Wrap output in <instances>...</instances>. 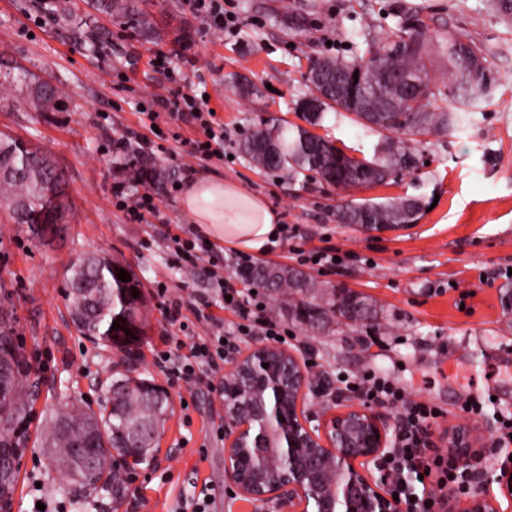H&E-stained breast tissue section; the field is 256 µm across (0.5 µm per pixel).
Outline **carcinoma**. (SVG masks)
<instances>
[{
    "label": "carcinoma",
    "instance_id": "1",
    "mask_svg": "<svg viewBox=\"0 0 512 512\" xmlns=\"http://www.w3.org/2000/svg\"><path fill=\"white\" fill-rule=\"evenodd\" d=\"M93 7L109 16L128 19L131 27L145 37L154 34L148 13L140 0H93ZM418 12L399 11V21L377 42L367 46L362 56L329 58L325 60V95L329 101L321 102L315 112L307 113L312 125L320 126L327 114L347 113L351 120L369 132L386 133L371 158L347 164L342 151L323 137H314L299 126L266 123L250 129L238 142V150L254 167L262 171H285L288 178H315L328 186L344 188L387 182L391 175L409 173L417 168L418 137L431 132L452 133L467 122L469 115L490 101V89L495 82L491 67L480 77L471 76L466 60L473 51L488 60L484 44L467 34H450L439 40L436 52L448 62V84L438 86L426 57L431 38L427 28H419ZM358 73V92L369 97L368 105L376 108L400 100L398 81L419 80L429 92L425 96L405 101L402 112H381L377 125L364 122L366 115L336 106V75ZM27 105L33 112H54L58 109V93L51 86L29 80L26 82ZM24 142L10 135L0 136V206L8 210L16 224L33 223L32 215L41 208L45 184L57 174V168L44 155L29 157ZM422 208L419 199L409 197L388 198L384 201L365 200L337 210L341 224L392 225L411 224L419 220ZM130 281L118 279L119 269L112 271L99 267L95 260L88 265H72L67 276L66 298L71 312L82 317L73 318L77 331L88 340L115 347L128 354L133 338L123 340L128 323L124 299L138 297L136 316L140 319L139 335L146 325L145 297L142 283L135 271L126 268ZM244 279L258 283L283 296L288 311L305 326L317 327L310 310L311 299L331 303L330 293L314 279L285 267L257 265L243 273ZM121 327L112 329L113 322ZM8 322L0 321V362L10 373V381L0 398V448L25 447V433L15 434L17 425L31 413L33 392L25 384L30 365L22 347L15 346ZM137 377L123 375L112 380L119 385L115 408H104L96 414L82 406L73 405L50 421L44 433L43 447L53 452L51 463L60 468L66 488L76 494L98 488H118L125 482V474L112 467L113 454L121 455L128 448L139 447L138 440L130 437L129 428L149 426L152 441H158L165 424L173 414L168 400H151L136 384ZM96 426L104 430L106 441L93 464L84 465L67 452V446L83 437L85 429ZM17 470L13 459L0 460V496L13 495Z\"/></svg>",
    "mask_w": 512,
    "mask_h": 512
}]
</instances>
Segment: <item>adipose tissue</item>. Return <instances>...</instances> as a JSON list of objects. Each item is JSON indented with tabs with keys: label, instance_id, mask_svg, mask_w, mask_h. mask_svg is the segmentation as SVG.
I'll return each mask as SVG.
<instances>
[{
	"label": "adipose tissue",
	"instance_id": "1",
	"mask_svg": "<svg viewBox=\"0 0 512 512\" xmlns=\"http://www.w3.org/2000/svg\"><path fill=\"white\" fill-rule=\"evenodd\" d=\"M181 208L206 237L258 256L275 246L282 229L280 214L262 195L230 179L188 178Z\"/></svg>",
	"mask_w": 512,
	"mask_h": 512
}]
</instances>
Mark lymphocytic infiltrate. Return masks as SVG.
I'll return each mask as SVG.
<instances>
[{"instance_id": "lymphocytic-infiltrate-1", "label": "lymphocytic infiltrate", "mask_w": 512, "mask_h": 512, "mask_svg": "<svg viewBox=\"0 0 512 512\" xmlns=\"http://www.w3.org/2000/svg\"><path fill=\"white\" fill-rule=\"evenodd\" d=\"M171 57V52L156 50L150 65L173 83V90L153 95L149 102L137 104L136 110L152 121L165 114L197 122L203 136L191 141L189 157L208 160L220 156L224 129L215 125L208 101L196 90L184 92L177 89L176 84L182 81L183 73L172 67ZM214 284L221 296L227 297L226 307L236 317L230 331H222L221 319L204 312L202 297H195L187 304L177 300L166 308L171 322H178L188 311L197 321L214 329L213 336L192 344L190 357L183 359L168 352L155 361L161 372L174 375L188 384L200 383L215 376L225 353L237 349L240 342L253 338L273 341L283 333L282 322L271 314L267 304L257 300L253 294L237 289L234 279L218 274L214 277ZM345 386L366 401L399 412L395 446L380 467L388 477V490L404 504L405 512H434L438 495L455 487L465 488V468L458 466L448 456L427 451L431 427L439 415L436 408L410 400L401 388L372 373L346 381ZM422 473L428 474L433 480V487L425 496L415 491V480Z\"/></svg>"}]
</instances>
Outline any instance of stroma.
<instances>
[{
  "label": "stroma",
  "mask_w": 512,
  "mask_h": 512,
  "mask_svg": "<svg viewBox=\"0 0 512 512\" xmlns=\"http://www.w3.org/2000/svg\"><path fill=\"white\" fill-rule=\"evenodd\" d=\"M35 2L0 0V72H22L54 87L60 106L29 111L19 87L0 83V133L30 143L63 172L74 216L40 240L0 209V314L41 378L11 512H38V504L59 502L63 512H116L108 489L76 505L41 440L44 424L65 406L105 405L107 378L123 359L85 340L71 320L65 277L77 257L91 252L122 259L139 275L149 326L133 349L131 368L168 387L173 397L158 448L163 462L141 477L138 512H180L203 492L210 497L207 512H253L236 501L224 475V411L216 392L203 383L185 386L154 364L169 338L188 347L211 333L192 318L186 329L172 325L163 299L187 302L206 292L210 313L228 325L235 320L211 292L209 262L200 263L197 276L184 277L168 245V234H197L174 188L191 172L234 179L281 214L288 235L264 262L302 270L327 289L348 288L371 304L368 322L332 318L315 330L281 314L289 329L286 348L305 347L327 384L313 399L315 409L332 411L353 401L343 378L373 372L439 410L431 437L439 452H446L457 428H467L476 483L494 478L508 452L498 429L512 416V305L504 297L512 289L505 275L512 270V27L491 0H231L238 27L233 35L207 29L185 0H147L155 31L148 39L125 19L98 13L88 0H75L68 16L41 24L33 19ZM400 4L419 9L430 33L466 31L485 44L498 80L488 107L473 113L463 129L424 137L418 168L386 185L337 190L314 179L292 185L239 155L238 139L259 123L308 127L294 105L306 91L309 59L364 52L394 26ZM91 33L103 34L108 56L84 42ZM157 48L197 58L210 105L224 125L225 157L188 161L184 141L193 135L192 123L160 119L154 141L161 150L149 162L165 179L155 190L157 213L141 222L116 205V187L131 198L140 187L110 143L142 131L136 102L167 86L148 65ZM115 56L125 63L120 80L103 71ZM320 133L366 157L380 139L345 117L327 119ZM399 196L421 199L417 223L377 237L336 221L337 206ZM298 244L335 247L344 261L333 269L301 265L293 252ZM467 402L477 404L479 414L464 412Z\"/></svg>",
  "instance_id": "stroma-1"
}]
</instances>
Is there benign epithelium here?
Returning a JSON list of instances; mask_svg holds the SVG:
<instances>
[{
  "mask_svg": "<svg viewBox=\"0 0 512 512\" xmlns=\"http://www.w3.org/2000/svg\"><path fill=\"white\" fill-rule=\"evenodd\" d=\"M63 186L52 182L39 210L42 231L55 227L56 203ZM353 293L337 290L338 305L350 320L367 321L354 310ZM268 367H262V364ZM314 382L309 360L273 344H254L224 360L218 396L224 406V475L236 494L282 512H401L383 479L358 470L391 448L388 418L361 404H348L327 415L307 408ZM318 424L311 425L312 421ZM101 438L94 432L72 444L69 452L92 463ZM448 447L459 465L475 459L468 434L455 433ZM142 460L116 457L112 465L129 477L112 495L117 504L136 501L131 492ZM500 494L512 500V461L495 478ZM463 512H501L496 495L480 486Z\"/></svg>",
  "mask_w": 512,
  "mask_h": 512,
  "instance_id": "obj_1",
  "label": "benign epithelium"
}]
</instances>
